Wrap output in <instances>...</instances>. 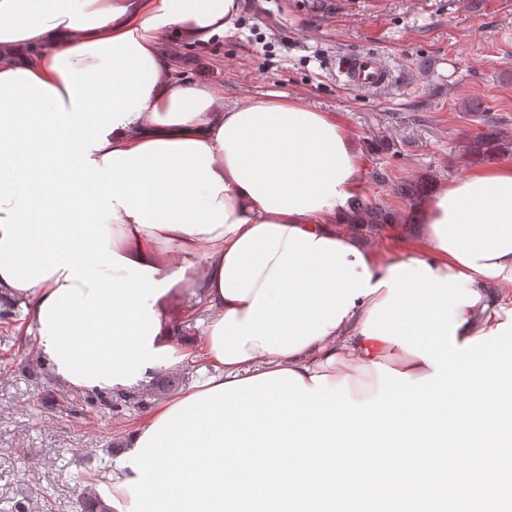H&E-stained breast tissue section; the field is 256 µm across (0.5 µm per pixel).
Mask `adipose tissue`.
Returning <instances> with one entry per match:
<instances>
[{"label": "adipose tissue", "mask_w": 512, "mask_h": 512, "mask_svg": "<svg viewBox=\"0 0 512 512\" xmlns=\"http://www.w3.org/2000/svg\"><path fill=\"white\" fill-rule=\"evenodd\" d=\"M237 0H0V297L31 314L34 358L75 390L121 395L181 367L163 306L187 284L213 372L191 394L283 369L372 398L383 364L433 365L364 334L396 256L344 229L361 157L348 129L299 99L225 108L180 77L177 44L232 28ZM436 277L464 274L480 299L456 308V345L512 310V158L433 185L408 216ZM357 250L375 291L339 325L284 354L248 341L220 361L213 331L244 320L290 229ZM166 258H159L158 246ZM131 467L94 495L127 512Z\"/></svg>", "instance_id": "ef3b65f1"}]
</instances>
